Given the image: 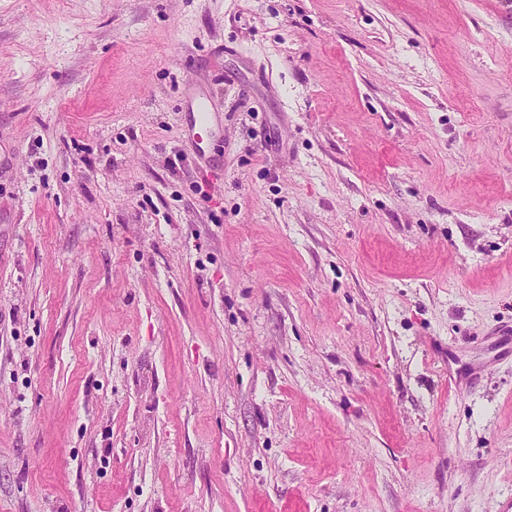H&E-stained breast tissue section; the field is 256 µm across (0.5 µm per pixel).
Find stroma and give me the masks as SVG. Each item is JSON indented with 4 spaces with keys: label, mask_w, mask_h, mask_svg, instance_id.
<instances>
[{
    "label": "stroma",
    "mask_w": 512,
    "mask_h": 512,
    "mask_svg": "<svg viewBox=\"0 0 512 512\" xmlns=\"http://www.w3.org/2000/svg\"><path fill=\"white\" fill-rule=\"evenodd\" d=\"M511 327L512 0H0V512H502ZM193 114L192 135L197 141H203L201 132L207 135H213L218 129V117L216 112L211 108L208 96L203 95L196 98L191 104ZM200 130L201 132H198Z\"/></svg>",
    "instance_id": "obj_1"
}]
</instances>
